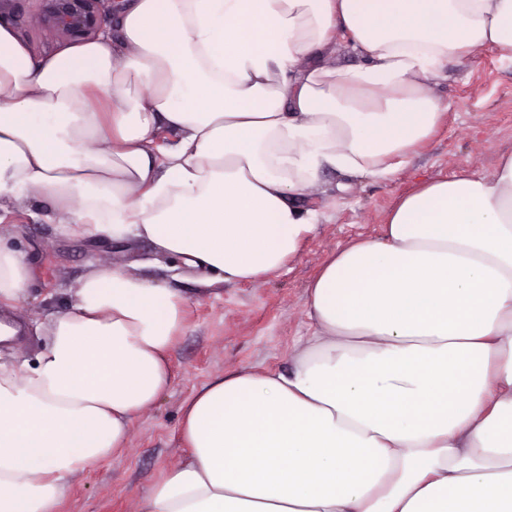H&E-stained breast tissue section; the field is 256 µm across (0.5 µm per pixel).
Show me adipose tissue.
I'll list each match as a JSON object with an SVG mask.
<instances>
[{
    "instance_id": "adipose-tissue-1",
    "label": "adipose tissue",
    "mask_w": 512,
    "mask_h": 512,
    "mask_svg": "<svg viewBox=\"0 0 512 512\" xmlns=\"http://www.w3.org/2000/svg\"><path fill=\"white\" fill-rule=\"evenodd\" d=\"M339 39L360 64L330 62ZM485 46L512 48V0H114L46 59L2 23L0 212L263 280L315 230L318 171L391 173L442 118L430 81ZM33 270L0 235V307ZM74 295L34 362L0 364V512H55L173 384L184 294L100 266ZM306 313L290 369L195 390L140 512H512V153L400 197Z\"/></svg>"
}]
</instances>
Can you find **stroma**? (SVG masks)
I'll return each mask as SVG.
<instances>
[{
	"mask_svg": "<svg viewBox=\"0 0 512 512\" xmlns=\"http://www.w3.org/2000/svg\"><path fill=\"white\" fill-rule=\"evenodd\" d=\"M36 0H24L15 28L32 54L48 56L62 43L36 19ZM430 91L447 111L437 131L383 179L321 171L312 189L319 221L287 269L259 283H215L202 288L197 271L162 256L144 240L116 245L66 235L32 218L27 202L11 204L0 233L35 255L28 298L8 312L26 325L18 341L0 343V362L34 360L45 338L39 326L68 305L79 281L97 265H120L180 289L190 300L187 327L170 356L175 382L136 421L126 450L74 475L57 512H139V502L160 471L177 463L184 403L211 377L242 368H290L292 351L309 335L307 287L322 264L353 239L379 236L387 213L420 181L460 172L493 174L512 152V52L479 50L449 63Z\"/></svg>",
	"mask_w": 512,
	"mask_h": 512,
	"instance_id": "35a3bbf8",
	"label": "stroma"
}]
</instances>
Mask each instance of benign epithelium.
I'll list each match as a JSON object with an SVG mask.
<instances>
[{"mask_svg":"<svg viewBox=\"0 0 512 512\" xmlns=\"http://www.w3.org/2000/svg\"><path fill=\"white\" fill-rule=\"evenodd\" d=\"M42 26L66 43H81L94 37L108 21L101 11L103 0H37Z\"/></svg>","mask_w":512,"mask_h":512,"instance_id":"7a95c632","label":"benign epithelium"}]
</instances>
